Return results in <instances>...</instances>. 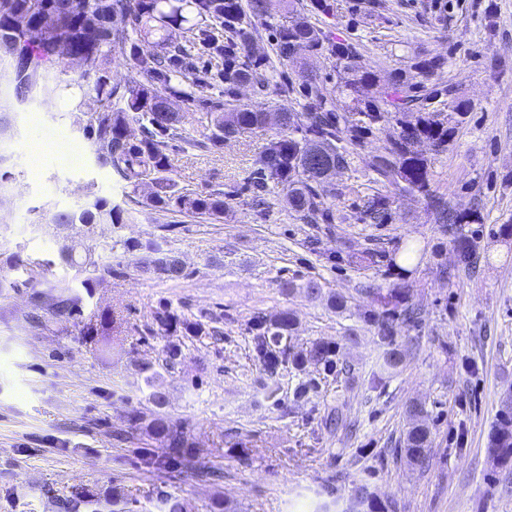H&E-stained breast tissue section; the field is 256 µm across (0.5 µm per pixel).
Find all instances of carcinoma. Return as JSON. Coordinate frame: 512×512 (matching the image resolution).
I'll return each mask as SVG.
<instances>
[{
    "instance_id": "obj_1",
    "label": "carcinoma",
    "mask_w": 512,
    "mask_h": 512,
    "mask_svg": "<svg viewBox=\"0 0 512 512\" xmlns=\"http://www.w3.org/2000/svg\"><path fill=\"white\" fill-rule=\"evenodd\" d=\"M267 14L266 0H0V63L14 64L25 60V68L12 72L16 95L59 97L76 103L94 97L100 103L93 112L75 113L74 124L88 142L96 164L109 170L119 181L133 188L151 189L150 205L174 215L197 218L224 216V194L180 188L171 177L169 150L171 143L182 139L180 116L171 108L170 98L193 93L172 86L181 74L186 47L177 46L171 33L181 31L194 44L200 40L219 41L214 28L201 26L209 19L224 28V93L233 94L244 83L267 85L269 59L253 53L256 35L253 23ZM291 20L278 28L275 56L282 65L299 63L323 49L336 57L341 66L336 90L321 84L320 76L302 69L299 78L303 90L300 111L271 109L263 104L221 111L214 110L213 130L208 136L211 147L219 149L224 139L244 131L265 128L268 117L278 116L276 132L267 142L255 163L252 193L260 198L269 183L285 191V201L294 211L305 216L310 224H332V210L320 200L317 187L348 163L343 143H360L376 131L396 120L400 131L389 139L384 153L375 157L372 168L379 181L403 190L428 191L430 168L428 159L419 150L422 141L431 142L438 151L447 149L458 126L469 112L465 101L453 97L441 101L448 110V122L439 120L440 110L430 108L440 93L431 91L417 95L420 85L406 76L389 86H382L372 70L361 66L357 52L349 43L324 45L321 31L306 17L291 10ZM67 50L69 60L79 67L77 77L61 78L64 58L58 48ZM126 56L129 64L144 73L145 79L120 88L112 85L107 61L114 53ZM375 96L363 95L366 89ZM346 99L345 111H336L337 97ZM135 122L141 137L130 138L129 125ZM443 224H459L466 216L455 215L438 200L431 201ZM391 209L390 197L377 194L367 203L366 214L376 224L384 223ZM134 217L124 203L96 197L71 209L52 213L50 223L71 229L73 244L62 245L58 257L62 264L82 274L80 287L90 290L112 278V241L95 238L99 224H131ZM126 248L145 251L143 269L161 280H178L188 276L179 256L165 250L155 241L144 244L123 242ZM5 264L17 274L0 275V289L37 287L36 272L31 263L18 253L6 257ZM280 287L288 293L302 291L310 297L322 292L315 280L297 284L284 280ZM376 309L370 319L377 327L386 349L382 367L399 368L405 349L396 341L393 321L399 317L408 322L418 319L419 309L411 302L410 289L394 287L371 289ZM48 308L57 320L68 322L83 313L84 297L68 283H59L48 292L32 297V319L40 322V311ZM155 323L183 336H217L219 330L202 320H190L167 311L153 316ZM295 319L288 311L274 319L259 318L252 323L253 350L263 370L274 376L279 366L289 361L296 366L310 363L322 368L327 376L344 370L337 347L324 342L312 344L305 354L291 353L288 338ZM149 400L158 409L167 403L160 373L147 367ZM428 410L413 402L407 408L406 427L393 454L407 464L421 469L429 466L432 456V433L426 423ZM145 432L160 440L170 462L187 466V425L156 413L145 426ZM491 452L501 461L512 458V435L506 431L493 436ZM116 500L95 497L87 490L74 488L64 499V512H112ZM349 512H396V506L373 501L367 487L358 483L352 489Z\"/></svg>"
}]
</instances>
